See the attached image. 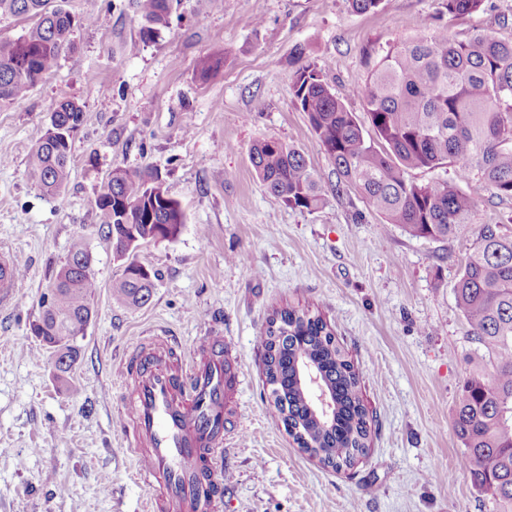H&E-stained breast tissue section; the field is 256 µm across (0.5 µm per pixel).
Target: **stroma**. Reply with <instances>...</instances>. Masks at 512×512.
Returning a JSON list of instances; mask_svg holds the SVG:
<instances>
[{"mask_svg":"<svg viewBox=\"0 0 512 512\" xmlns=\"http://www.w3.org/2000/svg\"><path fill=\"white\" fill-rule=\"evenodd\" d=\"M63 6L83 20L72 50L24 100L0 106V252L23 271L14 300L0 302V512H146L150 495L125 451L118 370L136 355L135 337L189 348L212 330L240 374L223 512H494L459 463L456 396L477 357L454 288L479 225L512 234V200L466 183L475 221L447 240L383 223L358 196L337 194L335 167L294 103L292 74L304 46L366 120L350 90L390 46L423 24L458 40H511L512 0L457 17L445 0H382L366 14L348 0H180L169 27L144 45L134 0ZM204 57L221 61L206 78ZM65 100L85 120L70 183L51 196L29 180L28 157ZM262 139L305 154L320 177L319 209L300 212L265 192L249 160ZM117 167L157 170L185 213L175 240L136 253L156 273L138 308L112 302L122 268L93 204ZM79 236L98 288L63 383L28 324ZM288 305L322 314L363 376L375 428L353 468L322 466L271 415L262 336L272 311Z\"/></svg>","mask_w":512,"mask_h":512,"instance_id":"stroma-1","label":"stroma"}]
</instances>
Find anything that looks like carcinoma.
I'll list each match as a JSON object with an SVG mask.
<instances>
[{
  "mask_svg": "<svg viewBox=\"0 0 512 512\" xmlns=\"http://www.w3.org/2000/svg\"><path fill=\"white\" fill-rule=\"evenodd\" d=\"M179 0H136L139 44L168 27ZM485 0H446L448 14L480 10ZM0 15L28 17L35 24L13 42L0 43V104L24 99L72 50L78 19L55 0H0ZM295 105L307 116L317 145L336 169V193H353L387 224L434 240L453 237L473 223L476 203L460 184L480 181L512 200V40L477 33L466 41L423 26L390 47L367 78L352 88L364 103L367 132L323 78V67L307 62L293 75ZM84 112L71 100L52 113L32 149L29 179L59 195L70 181L73 135ZM251 163L266 191L285 206L313 212L323 202L318 175L298 149L264 139L251 149ZM450 166L454 178L418 183L409 170ZM107 234H134L139 245L174 240L185 224L179 202L158 173L115 168L96 193ZM123 262L112 300L123 307L146 304L153 281L135 274L134 252L114 250ZM97 288L92 257L83 237L74 239L58 269L53 291L43 297L38 320L41 342L55 355L61 379L78 359V337L93 316ZM455 300L476 349L491 370L477 368L456 399L454 431L472 486L512 512V235L499 224H481L454 288ZM265 382L270 411L299 447L335 470L354 465L367 450L371 426L360 375L336 342L327 322L309 309L283 307L267 320ZM304 357L335 394V421L321 419L297 380Z\"/></svg>",
  "mask_w": 512,
  "mask_h": 512,
  "instance_id": "cac0c4a2",
  "label": "carcinoma"
}]
</instances>
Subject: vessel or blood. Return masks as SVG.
Segmentation results:
<instances>
[{"label": "vessel or blood", "instance_id": "1", "mask_svg": "<svg viewBox=\"0 0 512 512\" xmlns=\"http://www.w3.org/2000/svg\"><path fill=\"white\" fill-rule=\"evenodd\" d=\"M21 279L11 255L0 256V298ZM139 355L123 364L127 453L137 481L152 490L155 512H223L219 477L232 420L226 402L236 375L224 365V339L206 336L190 350L170 339H139Z\"/></svg>", "mask_w": 512, "mask_h": 512}]
</instances>
